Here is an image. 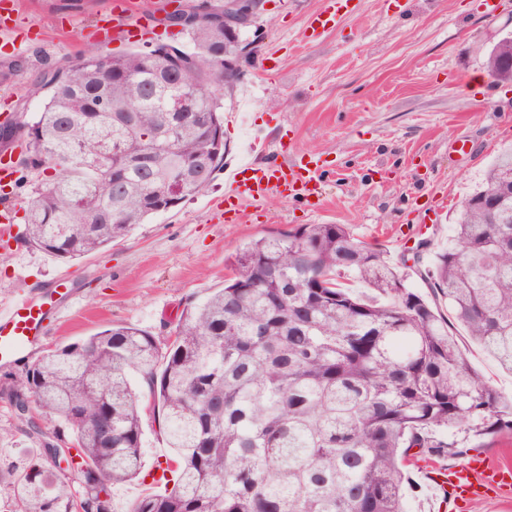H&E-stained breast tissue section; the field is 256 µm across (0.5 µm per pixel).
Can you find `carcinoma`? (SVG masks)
<instances>
[{
    "label": "carcinoma",
    "instance_id": "carcinoma-1",
    "mask_svg": "<svg viewBox=\"0 0 512 512\" xmlns=\"http://www.w3.org/2000/svg\"><path fill=\"white\" fill-rule=\"evenodd\" d=\"M180 33L191 50H91L30 89L43 110L14 130L22 180L42 178L24 242L76 259L208 188L225 149L217 93L240 71L224 65L223 21ZM487 64L512 71V37ZM486 193L500 203L495 224ZM230 265L166 343L115 325L16 377L14 411L29 400L63 426L34 430L21 473L0 471V512H113L112 486L143 469L139 386L158 400L170 485L130 512H405L410 449L435 460L512 433V399L481 380L454 334L462 326L512 371V149L461 202L454 239L424 274L451 321L344 224L253 240ZM68 445L78 491L46 467Z\"/></svg>",
    "mask_w": 512,
    "mask_h": 512
}]
</instances>
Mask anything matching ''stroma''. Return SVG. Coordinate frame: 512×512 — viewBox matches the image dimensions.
<instances>
[{
	"mask_svg": "<svg viewBox=\"0 0 512 512\" xmlns=\"http://www.w3.org/2000/svg\"><path fill=\"white\" fill-rule=\"evenodd\" d=\"M215 0H145L140 6L158 40L185 47L164 16L206 8ZM354 8L317 44L302 37L320 0H260L245 41L254 54L239 61V80L223 89L224 109L244 112L225 123L224 160L244 158L255 132L290 144L289 156L322 162L325 207L269 197L247 224L225 222L224 172L206 192L154 215L126 237L75 260L54 258L21 238L14 224L0 239V304L20 290L53 293L68 276L73 293L65 319L45 323L39 353L0 367V468L20 471L37 441L11 412L5 394L40 352L114 325L131 324L165 341L189 302L223 287L229 257L251 240L303 224H345L379 244L393 263L420 255L410 282L435 252L447 248L459 202L476 191L501 150L512 146V82L490 77L492 47L512 36V0H352ZM114 0H15L21 36L0 49V102L18 122L33 121L41 99L28 89L48 70L73 64L84 51L125 55L134 40L97 35ZM480 86H471L473 75ZM446 213H439L440 198ZM457 339L481 378L512 398V373L474 343Z\"/></svg>",
	"mask_w": 512,
	"mask_h": 512,
	"instance_id": "35a3bbf8",
	"label": "stroma"
}]
</instances>
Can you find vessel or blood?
<instances>
[{
    "mask_svg": "<svg viewBox=\"0 0 512 512\" xmlns=\"http://www.w3.org/2000/svg\"><path fill=\"white\" fill-rule=\"evenodd\" d=\"M350 0H322L319 10L307 20L303 30L306 42H319L337 20L347 13ZM113 37L148 39L149 22L133 10V0H124L121 13L108 20ZM269 137L258 134L250 141L245 161L227 166L224 171V211L230 222L244 223L250 208L263 205L271 195L311 200L320 192L317 161L295 159L274 166L260 165V158L271 153ZM65 307L52 299H36L20 293L0 305V366L13 359L31 354L42 338L44 323L50 317H60ZM421 468L440 492L441 512H457L460 503L512 488V468L496 466L486 457L476 455L467 463L449 468L425 460Z\"/></svg>",
    "mask_w": 512,
    "mask_h": 512,
    "instance_id": "b4317fda",
    "label": "vessel or blood"
}]
</instances>
